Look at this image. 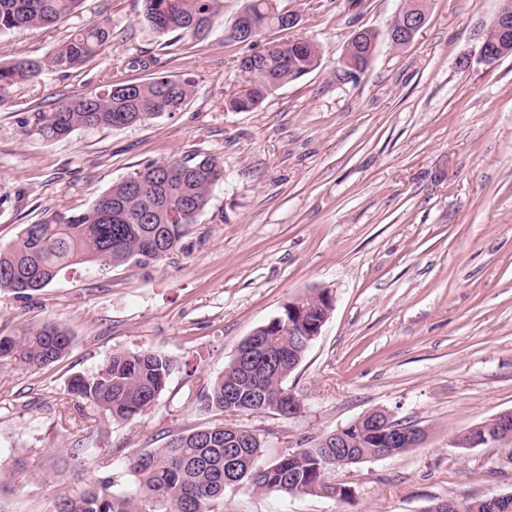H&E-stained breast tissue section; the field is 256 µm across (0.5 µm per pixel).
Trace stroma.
Listing matches in <instances>:
<instances>
[{
  "instance_id": "obj_1",
  "label": "stroma",
  "mask_w": 512,
  "mask_h": 512,
  "mask_svg": "<svg viewBox=\"0 0 512 512\" xmlns=\"http://www.w3.org/2000/svg\"><path fill=\"white\" fill-rule=\"evenodd\" d=\"M404 0H278L292 34L321 64L251 112L224 98L241 82L242 45L224 39L241 0L202 40L159 38L143 0H85L54 27L0 33V60L41 58L79 28L107 19L112 39L83 65L18 88L0 109V247L55 211L87 210L152 161L190 153L224 165L184 250L149 264L79 265L30 299L0 291V336L38 324L72 344L41 368L0 365V512H52L59 492L111 473L127 457L217 421L195 402L199 375L219 376L240 342L314 287L334 309L286 385L297 416L239 413L272 459L373 409L425 427L416 448L330 472L352 490L227 498V512H424L448 497L512 494V460L452 439L512 410V56L487 64L482 37L500 0H430L406 47L387 29ZM378 36L356 80L336 69L354 31ZM139 54L147 68L129 66ZM193 80L173 116L124 128H83L46 142L38 113L112 82ZM150 350L173 369L156 405L129 422L85 409L60 417L72 376L120 350Z\"/></svg>"
}]
</instances>
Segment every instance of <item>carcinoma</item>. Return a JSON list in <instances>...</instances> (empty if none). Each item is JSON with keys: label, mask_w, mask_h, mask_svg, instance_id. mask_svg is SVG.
I'll list each match as a JSON object with an SVG mask.
<instances>
[{"label": "carcinoma", "mask_w": 512, "mask_h": 512, "mask_svg": "<svg viewBox=\"0 0 512 512\" xmlns=\"http://www.w3.org/2000/svg\"><path fill=\"white\" fill-rule=\"evenodd\" d=\"M84 0H0V32L44 28L82 9ZM143 18L158 36L197 37L210 30L224 0H143ZM276 0H244L240 13L250 15L257 40L284 31L278 26ZM109 38L108 27L90 23L43 58L15 57L0 62V108L13 102L16 89L48 71L67 72L93 57ZM376 46L367 36L349 43L348 58L358 69L367 66ZM317 44L303 38L269 41L260 51L238 56L244 75L241 88L224 99L233 112L257 109L277 89L311 73L320 64ZM193 84L176 75L138 83H112L94 94L62 99L37 115L36 134L57 141L79 128L126 127L171 116L186 107ZM224 179V167L213 156H185L153 162L115 183L79 214L54 212L38 224H26L17 242L0 248V291L19 298L48 287L65 269L81 264L118 266L129 261H160L182 247L187 225L209 207L212 189ZM327 289L312 288L299 303L312 314L323 312ZM273 323L261 336L244 339L236 355L213 379L198 380L196 400L208 411L224 413L235 402L255 413L252 395L268 391L279 405L277 416L301 411L300 401L286 387L288 376L302 362L306 348L279 334ZM71 336L46 322L16 339L0 336V361L41 367L58 361ZM173 362L147 350L113 353L91 377L70 381L62 407L80 413L92 408L114 421H128L149 411L165 388ZM365 421L348 433L341 457L326 447L325 436L300 443L264 466L257 465L264 442L251 430L216 422L173 435L162 448L135 452L126 461L132 477L126 489H115V477H98L54 498L53 512H224L226 496L241 489L260 493L310 495L346 500L327 481L329 471L357 465L363 457L399 456L405 448H385L368 434Z\"/></svg>", "instance_id": "cac0c4a2"}]
</instances>
